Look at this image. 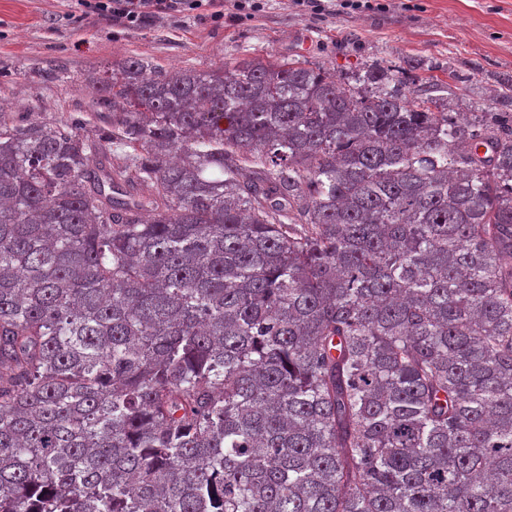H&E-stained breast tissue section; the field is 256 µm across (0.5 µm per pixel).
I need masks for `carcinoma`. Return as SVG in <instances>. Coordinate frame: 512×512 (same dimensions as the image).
Wrapping results in <instances>:
<instances>
[{"instance_id": "obj_1", "label": "carcinoma", "mask_w": 512, "mask_h": 512, "mask_svg": "<svg viewBox=\"0 0 512 512\" xmlns=\"http://www.w3.org/2000/svg\"><path fill=\"white\" fill-rule=\"evenodd\" d=\"M416 67L0 107V512H512V122Z\"/></svg>"}]
</instances>
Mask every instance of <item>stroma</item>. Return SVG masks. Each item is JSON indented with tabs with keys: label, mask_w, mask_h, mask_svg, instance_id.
Masks as SVG:
<instances>
[{
	"label": "stroma",
	"mask_w": 512,
	"mask_h": 512,
	"mask_svg": "<svg viewBox=\"0 0 512 512\" xmlns=\"http://www.w3.org/2000/svg\"><path fill=\"white\" fill-rule=\"evenodd\" d=\"M258 12L226 9L213 21L207 9L186 17L157 14L136 27L83 14L71 0H0V102L21 108L42 102L48 117L85 129H106L108 113L94 111L90 85L131 56L166 70L211 71L237 61L288 58L349 77L362 67L418 60L413 88L454 71L468 82L448 110L474 119L512 79V0H370L356 8L314 11L297 0H262ZM62 68L66 84L42 78Z\"/></svg>",
	"instance_id": "stroma-1"
}]
</instances>
